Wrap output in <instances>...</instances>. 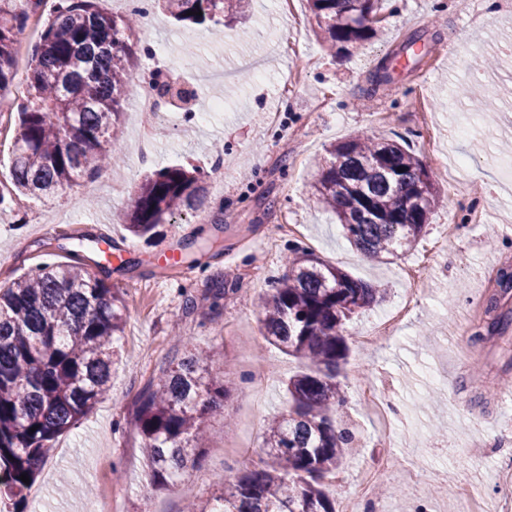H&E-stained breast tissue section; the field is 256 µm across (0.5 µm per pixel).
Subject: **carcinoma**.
<instances>
[{"mask_svg":"<svg viewBox=\"0 0 512 512\" xmlns=\"http://www.w3.org/2000/svg\"><path fill=\"white\" fill-rule=\"evenodd\" d=\"M176 21L213 26L245 15L242 0H156ZM380 0H308L319 35L343 50L381 32ZM42 0H0V98L17 79L16 49ZM52 20L31 47L11 191L39 200L62 196L121 152L122 100L135 78L134 10L115 17L97 0H56ZM313 184L348 242L371 257L396 255L423 233L438 202L422 162L394 141L351 138L331 147ZM208 174L167 167L137 186L123 212L128 231L149 236L192 209ZM383 298L379 288L302 246L258 304L262 336L303 359L288 380V412L266 425L268 460L224 479L212 501L188 512H336L325 480L353 442L336 425L345 403L338 381L353 316ZM123 298L104 276L69 262L43 263L0 286V493L21 504L50 442L110 391L112 339L122 330ZM212 356L192 354L152 381L134 415L151 483L169 484L195 466L205 419L224 409L229 386L210 377ZM27 474L29 482L20 480Z\"/></svg>","mask_w":512,"mask_h":512,"instance_id":"1","label":"carcinoma"}]
</instances>
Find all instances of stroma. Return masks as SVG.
Here are the masks:
<instances>
[{"label":"stroma","instance_id":"stroma-1","mask_svg":"<svg viewBox=\"0 0 512 512\" xmlns=\"http://www.w3.org/2000/svg\"><path fill=\"white\" fill-rule=\"evenodd\" d=\"M384 39L327 51L306 0L288 16L272 0H252L246 22L213 28L182 25L151 9L141 26L153 44L139 67H161L164 80L193 93L179 104L177 124L140 159L136 118L141 90L129 86L119 159L58 201L8 195L0 210V285L44 262L79 257L96 271L92 244L109 225L115 247L133 267L109 281L125 301L123 331L112 343L111 391L70 431L57 437L31 488L26 512H86L81 495L61 493L59 477L94 487L118 512H165L206 501L215 482L265 460V424L288 407L286 384L301 361L268 344L257 304L297 243L352 276L385 288L380 305L345 326L349 357L339 379L347 403L340 415L354 434L352 449L327 486L338 512L363 501L364 512H507L512 477V328L489 331L485 313L512 318V0H384ZM268 54L277 78L256 84L249 60ZM388 72L389 82L375 83ZM495 90L497 111L486 117L461 87ZM220 98L211 122L192 120L197 100ZM392 138L416 155L440 193L422 236L389 262L351 248L335 215L317 206L312 175L335 143L351 137ZM203 199L150 240L118 222L137 184L174 165L209 171ZM483 216L472 226L474 213ZM299 232H291V225ZM182 251L183 266L164 267L161 252ZM419 282L405 270L420 257ZM229 292L214 319L201 315L210 282ZM417 303L390 337L363 348L362 334L406 293ZM195 309H187V300ZM485 341L472 342L474 332ZM190 338L177 346L175 335ZM212 355V375L231 388L224 412L205 422L206 441L193 468L174 483L148 482L133 417L148 384L188 352ZM265 363L262 394H254L244 359ZM396 408L387 420L368 410L365 381Z\"/></svg>","mask_w":512,"mask_h":512}]
</instances>
